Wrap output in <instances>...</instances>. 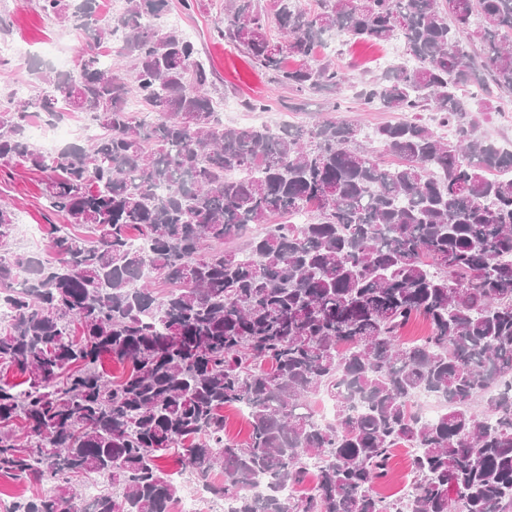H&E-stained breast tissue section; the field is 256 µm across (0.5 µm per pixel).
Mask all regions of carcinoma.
Segmentation results:
<instances>
[{"label": "carcinoma", "instance_id": "cac0c4a2", "mask_svg": "<svg viewBox=\"0 0 512 512\" xmlns=\"http://www.w3.org/2000/svg\"><path fill=\"white\" fill-rule=\"evenodd\" d=\"M32 2L92 44L0 100V167L44 174L64 221L16 288L29 261L0 202V478L36 487L10 512H60L89 474L110 490L77 512H174L172 455L229 512H512V150L475 118L512 95V0H224L210 37L298 95L339 91L348 46L402 41L399 63L352 80L362 111L404 116L369 131L224 125L210 63L159 23L168 0L109 17ZM331 31L347 42L321 55ZM114 41L127 63L106 67ZM74 113L104 133L52 158L25 137ZM416 317L429 334L402 341ZM421 392L445 412L421 420ZM321 394L331 426L308 408ZM396 448L409 486L386 498ZM224 423L226 433L229 436L239 441L246 439L248 434V425L242 410L236 408H225Z\"/></svg>", "mask_w": 512, "mask_h": 512}]
</instances>
